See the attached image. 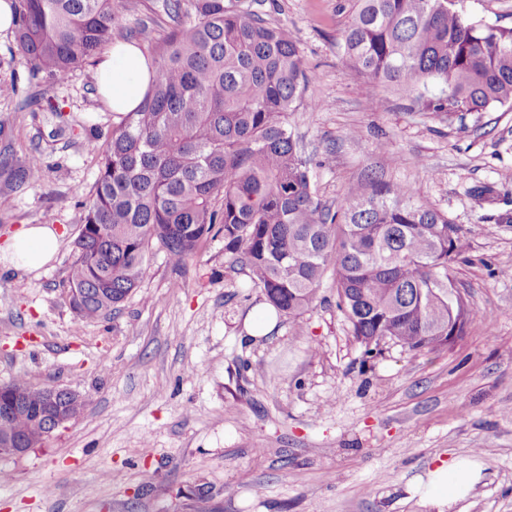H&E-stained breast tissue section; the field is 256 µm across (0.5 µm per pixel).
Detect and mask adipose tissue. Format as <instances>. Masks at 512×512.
<instances>
[{
	"label": "adipose tissue",
	"instance_id": "ef3b65f1",
	"mask_svg": "<svg viewBox=\"0 0 512 512\" xmlns=\"http://www.w3.org/2000/svg\"><path fill=\"white\" fill-rule=\"evenodd\" d=\"M149 80L150 64L131 43L114 45L97 63V92L115 112L135 109L149 89ZM59 239L53 225H25L0 248V262L29 273L39 270L55 256ZM477 479V468L459 460L430 470L414 490L442 508L464 497Z\"/></svg>",
	"mask_w": 512,
	"mask_h": 512
}]
</instances>
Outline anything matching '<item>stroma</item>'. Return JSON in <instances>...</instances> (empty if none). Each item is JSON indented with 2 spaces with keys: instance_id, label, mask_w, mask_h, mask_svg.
<instances>
[{
  "instance_id": "1",
  "label": "stroma",
  "mask_w": 512,
  "mask_h": 512,
  "mask_svg": "<svg viewBox=\"0 0 512 512\" xmlns=\"http://www.w3.org/2000/svg\"><path fill=\"white\" fill-rule=\"evenodd\" d=\"M119 32L169 25L163 0H114ZM349 0H267L314 74L288 123L321 160L315 184L338 204L369 171L470 232L451 279L472 319L439 352L386 344L367 359L336 309L332 275L298 327L250 336L265 304L223 238L183 270L153 249L119 312L80 321L67 267L98 169L88 150L112 112L95 62L59 84L34 79L13 31L0 33V155L41 153L43 176L0 170V246L25 224L55 225L60 246L35 273L0 266V384L78 392L79 417L20 458L0 456V512H435L410 486L440 463L479 478L444 512H512V108L445 120L350 72L337 54ZM44 105H36V98ZM382 106H375V99ZM30 338H22L23 330Z\"/></svg>"
}]
</instances>
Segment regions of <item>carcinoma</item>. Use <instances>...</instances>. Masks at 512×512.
Masks as SVG:
<instances>
[{"instance_id": "obj_1", "label": "carcinoma", "mask_w": 512, "mask_h": 512, "mask_svg": "<svg viewBox=\"0 0 512 512\" xmlns=\"http://www.w3.org/2000/svg\"><path fill=\"white\" fill-rule=\"evenodd\" d=\"M15 42L31 74L64 81L113 43L112 0H11ZM172 26L148 41L154 76L140 106L112 113L98 174L79 201L82 225L67 298L86 322L105 319L143 280L156 244L181 268L224 235L276 311L297 323L332 270L336 307L371 356L380 342L410 352L450 345L472 312L453 290L451 264L468 231L376 171L338 206L317 196L315 168L286 116L304 106L311 74L284 26L235 0H164ZM339 53L358 77L451 117L512 107V27L465 17L455 0H350ZM30 154L19 182L41 179ZM23 406L8 422L25 446L48 438L40 392L11 382Z\"/></svg>"}]
</instances>
